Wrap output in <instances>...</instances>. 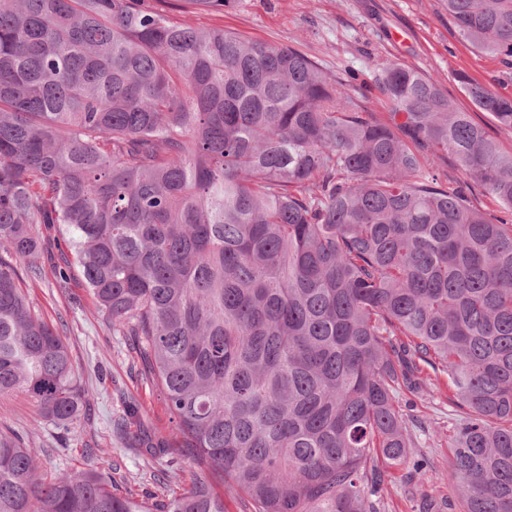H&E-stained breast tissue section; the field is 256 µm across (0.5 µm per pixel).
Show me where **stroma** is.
I'll list each match as a JSON object with an SVG mask.
<instances>
[{"instance_id": "stroma-1", "label": "stroma", "mask_w": 512, "mask_h": 512, "mask_svg": "<svg viewBox=\"0 0 512 512\" xmlns=\"http://www.w3.org/2000/svg\"><path fill=\"white\" fill-rule=\"evenodd\" d=\"M200 28H224L251 39L298 48L334 76L355 73L372 80L371 61L394 60L439 82L460 107L469 108L453 75L467 73L512 98V65L472 51L448 18L443 0H228L223 11L197 12ZM39 263L42 277L29 294L35 311L64 333L78 381L89 403L69 432L61 433L22 392L0 395V427L20 434L39 472L54 475L93 465L112 476L120 494L167 501L170 492L190 484L195 465L180 453L162 459L128 448L111 420L136 408L132 427L143 439L177 443L179 434L160 390L137 379L135 354L128 337L103 320L79 272L59 287L54 267L65 246L44 228ZM414 418L425 420L429 435L420 436L414 454L424 463L418 482L407 483L405 468L393 469L381 512H420L422 497L436 500L440 512H462L453 491L450 461L457 412L446 385L431 388L416 402ZM93 456H84L85 448Z\"/></svg>"}]
</instances>
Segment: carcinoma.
Masks as SVG:
<instances>
[{"mask_svg": "<svg viewBox=\"0 0 512 512\" xmlns=\"http://www.w3.org/2000/svg\"><path fill=\"white\" fill-rule=\"evenodd\" d=\"M0 0V395L66 430L69 348L21 288L40 224L135 338L196 465L162 508L94 468L42 478L0 428V512H380L412 463L404 393L446 378L463 512H512V218L438 185L441 153L512 213V153L397 62L380 118L300 50L202 29L227 0ZM512 62V0H444ZM512 130V98L458 72Z\"/></svg>", "mask_w": 512, "mask_h": 512, "instance_id": "carcinoma-1", "label": "carcinoma"}]
</instances>
